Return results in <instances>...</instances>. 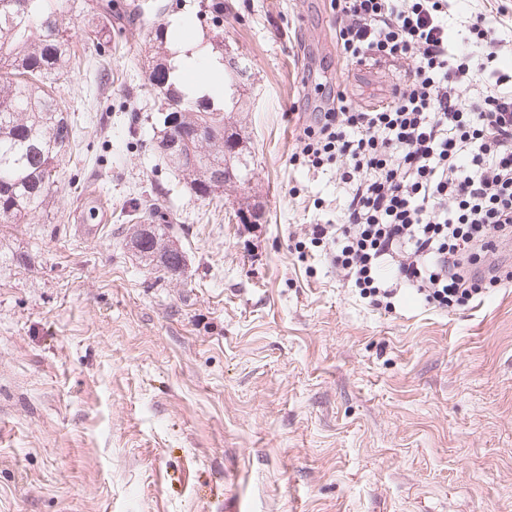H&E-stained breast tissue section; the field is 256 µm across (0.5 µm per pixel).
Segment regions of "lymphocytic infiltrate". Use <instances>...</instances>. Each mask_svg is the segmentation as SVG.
<instances>
[{
    "label": "lymphocytic infiltrate",
    "instance_id": "obj_1",
    "mask_svg": "<svg viewBox=\"0 0 512 512\" xmlns=\"http://www.w3.org/2000/svg\"><path fill=\"white\" fill-rule=\"evenodd\" d=\"M457 0H330L345 63L407 61L389 100L353 106L344 92L304 123L295 164L335 165L345 204L309 225L299 255L321 248L370 306L402 291L447 312L505 275L493 259L512 238V56L502 0H482L467 37L448 26Z\"/></svg>",
    "mask_w": 512,
    "mask_h": 512
}]
</instances>
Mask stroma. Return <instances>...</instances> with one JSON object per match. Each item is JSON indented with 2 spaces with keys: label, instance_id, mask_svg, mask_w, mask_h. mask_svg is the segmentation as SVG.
Wrapping results in <instances>:
<instances>
[{
  "label": "stroma",
  "instance_id": "1",
  "mask_svg": "<svg viewBox=\"0 0 512 512\" xmlns=\"http://www.w3.org/2000/svg\"><path fill=\"white\" fill-rule=\"evenodd\" d=\"M137 2L56 86L76 141L50 204L0 224V512H512V287L386 312L293 250L344 205L334 167L290 161L305 120L338 88L380 105L399 64L339 61L329 0H224L216 26L200 0ZM176 18L249 74L247 180L213 200L153 143V35ZM148 201L178 276L126 233Z\"/></svg>",
  "mask_w": 512,
  "mask_h": 512
}]
</instances>
